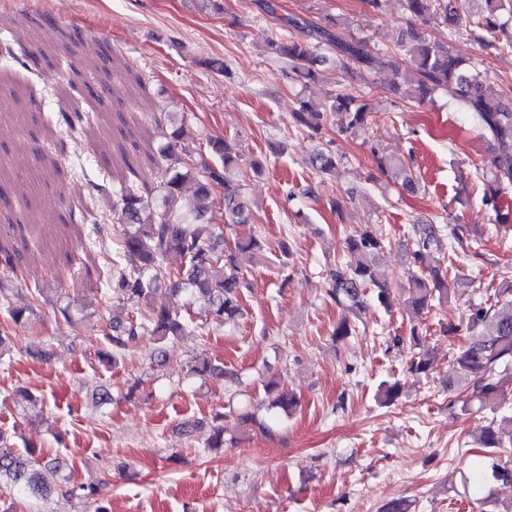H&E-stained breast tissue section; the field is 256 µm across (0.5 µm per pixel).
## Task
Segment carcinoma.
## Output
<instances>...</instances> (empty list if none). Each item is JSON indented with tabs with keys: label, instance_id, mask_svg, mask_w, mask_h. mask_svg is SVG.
<instances>
[{
	"label": "carcinoma",
	"instance_id": "cac0c4a2",
	"mask_svg": "<svg viewBox=\"0 0 512 512\" xmlns=\"http://www.w3.org/2000/svg\"><path fill=\"white\" fill-rule=\"evenodd\" d=\"M478 5L477 13L460 12L454 0H400L402 11L409 25L401 29L396 39V53L371 54L362 41L345 38L339 31L340 24L332 21L326 26L311 25L292 17L288 25L300 30L304 38L286 43H268L273 53L288 59L293 79L300 83L313 82L319 67L329 57L319 49L327 45L336 53V59L345 66H358L382 73L393 91L418 104L433 101L435 92L443 90L467 112L480 135L493 148L491 165L493 178L484 192L489 203H497L506 190L512 188V101L503 102L484 94L483 72L478 66L454 55L446 43L432 41L420 26L429 23L448 27L452 38L462 30L479 43L512 50V0H463ZM335 113L341 124L350 130L362 129L371 116L368 104L359 97L338 93L330 103H317L299 99L293 118L314 134L323 129L327 114ZM211 151L217 165L196 171L192 163V150L182 141V132L174 131L169 140L158 148L166 163L163 194L155 204H150L135 185H120L116 200L112 202L113 219L128 226L122 250L116 260L117 271L112 273V293L136 304L148 302L161 280H168L170 292L184 298L191 306L196 297L208 303L205 316L224 326L233 325L242 316L241 298L244 284L240 257L247 254L257 257L262 242L256 233L239 237L234 246L224 248V238L217 234L210 214L216 193L224 196V213L233 224L249 221V207L241 183L242 157L236 144L222 138L211 141ZM378 168L397 170L402 176V186L412 191L416 176L399 158L388 157L379 149L371 148ZM339 158L320 152L313 157V166L321 173L336 169ZM191 187L194 205L191 216L177 214L185 187ZM349 260L331 273L329 296L336 302L349 303L359 310L364 303V290L377 288V299L388 303L390 288L378 281L374 258L382 249V239L375 231L365 229L347 238ZM451 282L439 277L429 280L412 275L407 292L415 318L434 302L448 297ZM0 303L6 311V320L16 325L25 320V313L33 307L15 308L10 305L9 294L0 289ZM194 324L193 315H182L166 308L155 310L139 321L129 315L124 319L112 318L99 329L96 341L101 345L98 357L108 366L116 365L126 350L142 337H149L155 344L151 360L162 362V344L183 335ZM466 330L469 342L459 351L453 362L454 376L448 386L465 381L472 385V394L479 409L491 411L505 405L508 387L512 386V285L495 291L490 303L471 312L465 327L448 326V334ZM431 368L429 349L424 348L412 361L409 372L426 374ZM266 392L275 394L271 408L289 413L297 405L295 395L280 383L266 384ZM225 414L211 416V435L206 447H224V426L217 422ZM16 433L0 429V484L10 491L32 499H47L54 493L75 498L82 503L98 501L102 486L75 485L64 480L53 487L45 483L43 472L60 468L59 457L44 453L32 444L24 451L14 447ZM480 447L492 452L512 448V416L491 421L480 438ZM511 482L512 467L492 464L491 473L478 466L475 487L479 504L492 503L498 512H512V503L499 507L490 487V480Z\"/></svg>",
	"mask_w": 512,
	"mask_h": 512
}]
</instances>
